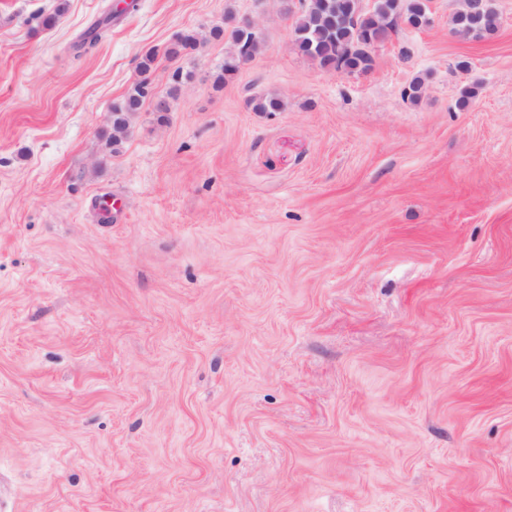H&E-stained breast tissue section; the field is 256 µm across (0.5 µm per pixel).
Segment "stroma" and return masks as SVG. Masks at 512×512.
Masks as SVG:
<instances>
[{
  "instance_id": "obj_1",
  "label": "stroma",
  "mask_w": 512,
  "mask_h": 512,
  "mask_svg": "<svg viewBox=\"0 0 512 512\" xmlns=\"http://www.w3.org/2000/svg\"><path fill=\"white\" fill-rule=\"evenodd\" d=\"M56 3L0 0V512H512V0L354 74L282 0ZM461 7L451 17L450 23L453 32L463 39L487 38L495 35L499 30L498 11L493 6L492 14L476 23L463 21L462 19L480 18L490 9L492 0H460ZM462 18V19H461ZM231 25H238L242 27L247 33L251 35L250 41L243 48L240 66L251 61L256 57V53L260 47V34L257 23L250 17L237 18L236 20L227 21ZM259 41V42H258ZM258 42V44H257ZM257 44V45H256ZM256 46V47H255ZM246 42L248 40V36L244 38L242 33L237 31L229 32V39L227 42L229 43V50L227 54L224 56V66L222 67V73L218 76L219 82H224L226 76L233 75L239 69V47L240 42ZM193 33V34H192ZM187 32L177 38L170 46H165L162 50L152 48L149 49L142 57L139 63V70L141 72L150 71L153 63L161 53L162 57L169 60V56H185L196 50L197 41L200 40L199 34L196 32ZM196 37V38H195ZM150 99L151 91L147 84L142 81H137L120 102L113 104L111 137L113 149H117L126 138L128 115L132 112H138Z\"/></svg>"
}]
</instances>
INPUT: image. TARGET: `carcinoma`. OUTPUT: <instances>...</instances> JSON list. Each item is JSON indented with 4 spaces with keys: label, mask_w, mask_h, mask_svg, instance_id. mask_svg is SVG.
Segmentation results:
<instances>
[{
    "label": "carcinoma",
    "mask_w": 512,
    "mask_h": 512,
    "mask_svg": "<svg viewBox=\"0 0 512 512\" xmlns=\"http://www.w3.org/2000/svg\"><path fill=\"white\" fill-rule=\"evenodd\" d=\"M112 16L97 19L83 34V42L96 44L107 29ZM430 20L429 0H377L372 13H360L357 0H304L295 14L293 33L297 50L322 69L340 67L352 72H365L372 68V48L390 39L401 25L421 29ZM498 11L476 23L451 17L453 32L463 39L487 38L499 30ZM244 35L229 32V50L224 56L222 73L218 81L234 74L239 69V44ZM194 34L187 32L170 45L159 50H148L139 63V70H151L157 57L185 56L196 50ZM151 99L147 84L138 81L123 99L112 105V148L116 149L125 139L128 115L138 111ZM249 105L255 112H279L283 102L271 95L252 96Z\"/></svg>",
    "instance_id": "cac0c4a2"
}]
</instances>
